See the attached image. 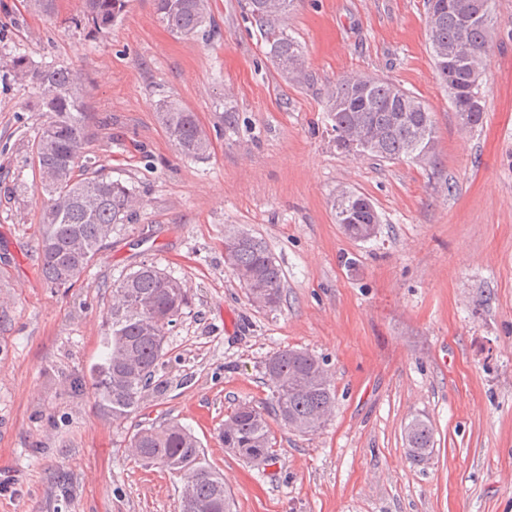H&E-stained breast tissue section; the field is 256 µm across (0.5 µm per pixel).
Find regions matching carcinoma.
<instances>
[{
    "label": "carcinoma",
    "instance_id": "1",
    "mask_svg": "<svg viewBox=\"0 0 512 512\" xmlns=\"http://www.w3.org/2000/svg\"><path fill=\"white\" fill-rule=\"evenodd\" d=\"M162 22L176 33L192 35L209 20L208 0H155ZM454 6L438 18L427 15L430 50L465 46L464 68H436L448 88L454 112H466L464 127L481 123L483 108L472 110L471 101L484 99L481 65L490 51L492 27L472 21L464 25L471 0H452ZM127 0H84V18L97 30L112 27L123 14ZM295 0H249L252 19L263 26L288 16ZM270 55L282 75L301 81L304 71L292 69L302 58L301 46L284 31L269 26ZM17 75L37 88L35 111L44 117L32 143L38 158L43 215L37 250L41 270L53 288H69L96 260L112 230L131 219L138 204L134 190L93 170L84 157L90 136L89 115L84 112V84L76 73L54 65L33 67L23 56L13 59ZM327 108L336 147L352 153L351 144L367 138L362 156L388 161L419 158L423 143L435 145L433 113L418 97L395 84L364 76L345 77L328 91ZM156 117L180 155L193 160L210 156L212 139L196 113L173 101L156 106ZM364 196L342 191L336 200V223L355 240L368 239L375 230L370 214L362 212ZM229 265L251 302L277 307L284 289L283 272L266 245L239 229L224 235ZM190 304L185 285L153 265L142 264L112 286V303L105 319L103 361L94 365L91 379L98 410L121 421L141 408L151 384L163 344L183 310ZM265 377L273 389L272 414L300 434L317 432L331 415L336 392L322 360L305 351L286 349L265 363ZM220 439L224 448L250 462L269 460L271 448L268 414L242 403L224 421ZM405 439L410 459L418 464L434 448L430 422L414 417ZM132 455L180 475V512H234V498L224 487V477L205 461L199 439L174 420L140 425L130 439Z\"/></svg>",
    "mask_w": 512,
    "mask_h": 512
}]
</instances>
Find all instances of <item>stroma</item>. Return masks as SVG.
<instances>
[{
    "label": "stroma",
    "instance_id": "obj_1",
    "mask_svg": "<svg viewBox=\"0 0 512 512\" xmlns=\"http://www.w3.org/2000/svg\"><path fill=\"white\" fill-rule=\"evenodd\" d=\"M82 11L0 0V512H180V476L128 451L134 425L164 418L199 438L237 512H512V0H496L471 129L436 76L425 0H298L275 25L304 51L301 83L280 76L247 0H209L210 26L189 36L154 0H128L99 33L74 25ZM18 54L86 77L85 154L141 197L69 289L47 285L36 251L42 117ZM355 75L429 106L433 158L337 150L324 93ZM164 100L214 133L209 159L177 153L155 116ZM344 190L373 203V238L337 224ZM232 227L280 265L277 308L253 305L225 263ZM144 263L181 279L191 305L143 406L113 423L89 371L110 285ZM291 348L324 359L335 412L312 435L272 424L273 460L257 467L219 434L238 404L271 406L264 363ZM417 415L434 431L421 465L404 440Z\"/></svg>",
    "mask_w": 512,
    "mask_h": 512
}]
</instances>
